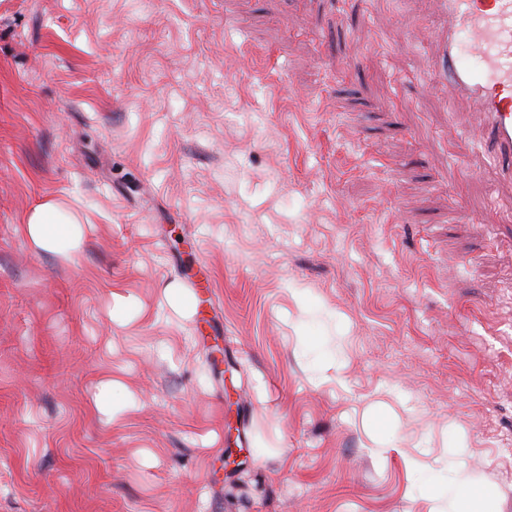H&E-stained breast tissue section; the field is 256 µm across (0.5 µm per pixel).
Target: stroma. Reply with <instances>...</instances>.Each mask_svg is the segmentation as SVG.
<instances>
[{
	"mask_svg": "<svg viewBox=\"0 0 512 512\" xmlns=\"http://www.w3.org/2000/svg\"><path fill=\"white\" fill-rule=\"evenodd\" d=\"M442 27L434 0H0V512H446L454 469L512 512V189ZM46 201L71 257L25 234ZM26 233L38 248L67 255L82 242L81 225L54 202L37 206L26 223Z\"/></svg>",
	"mask_w": 512,
	"mask_h": 512,
	"instance_id": "stroma-1",
	"label": "stroma"
}]
</instances>
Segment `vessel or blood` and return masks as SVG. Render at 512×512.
Returning <instances> with one entry per match:
<instances>
[{
    "label": "vessel or blood",
    "instance_id": "obj_1",
    "mask_svg": "<svg viewBox=\"0 0 512 512\" xmlns=\"http://www.w3.org/2000/svg\"><path fill=\"white\" fill-rule=\"evenodd\" d=\"M447 31L440 71L484 116L481 139L499 180L512 183V0H439Z\"/></svg>",
    "mask_w": 512,
    "mask_h": 512
}]
</instances>
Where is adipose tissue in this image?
I'll use <instances>...</instances> for the list:
<instances>
[{"label":"adipose tissue","mask_w":512,"mask_h":512,"mask_svg":"<svg viewBox=\"0 0 512 512\" xmlns=\"http://www.w3.org/2000/svg\"><path fill=\"white\" fill-rule=\"evenodd\" d=\"M26 233L36 247L63 255L78 249L82 242L80 224L52 202L34 209L27 219Z\"/></svg>","instance_id":"ef3b65f1"}]
</instances>
